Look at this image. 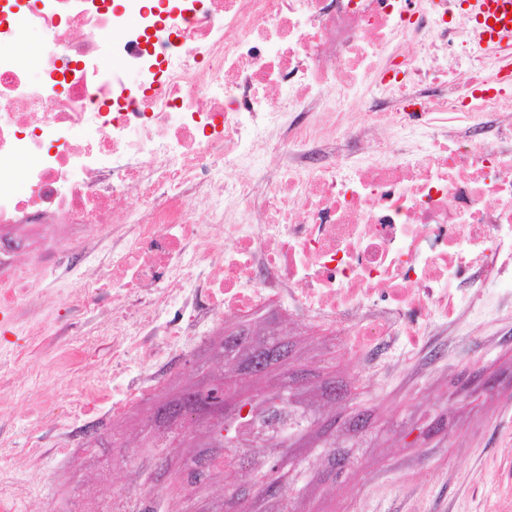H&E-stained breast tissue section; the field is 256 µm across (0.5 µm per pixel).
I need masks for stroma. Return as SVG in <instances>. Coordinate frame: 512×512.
<instances>
[{
	"mask_svg": "<svg viewBox=\"0 0 512 512\" xmlns=\"http://www.w3.org/2000/svg\"><path fill=\"white\" fill-rule=\"evenodd\" d=\"M298 359L336 373L354 389L350 405L374 414L366 441L354 452L343 482L315 486L304 512H512V319L483 325L479 334L454 339L447 380L426 378L402 389L392 382L375 389L358 379L340 350L299 325ZM101 357L89 351L81 371L41 384L32 345L8 352L0 367L15 378L11 400L19 413L0 439L6 476L33 486L42 512H104L125 475L112 458L113 443H125L138 457L152 456L142 409L104 436L61 452L47 447L31 466L27 437L33 412L44 397L66 403ZM347 405V406H350ZM347 406L319 403V418L344 414Z\"/></svg>",
	"mask_w": 512,
	"mask_h": 512,
	"instance_id": "35a3bbf8",
	"label": "stroma"
}]
</instances>
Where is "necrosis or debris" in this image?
Here are the masks:
<instances>
[{"label":"necrosis or debris","instance_id":"necrosis-or-debris-1","mask_svg":"<svg viewBox=\"0 0 512 512\" xmlns=\"http://www.w3.org/2000/svg\"><path fill=\"white\" fill-rule=\"evenodd\" d=\"M0 0V333L108 361L66 448L188 348L284 311L376 385L512 306V84L467 0ZM45 37L34 60L17 53ZM124 61L122 69L105 59ZM462 122L433 128L436 115ZM72 281L48 306V281ZM129 377L122 399L110 383ZM301 419L244 412L271 444ZM106 512H176L138 484Z\"/></svg>","mask_w":512,"mask_h":512}]
</instances>
